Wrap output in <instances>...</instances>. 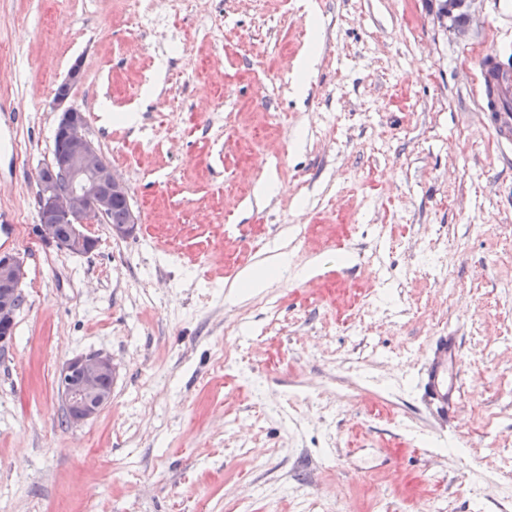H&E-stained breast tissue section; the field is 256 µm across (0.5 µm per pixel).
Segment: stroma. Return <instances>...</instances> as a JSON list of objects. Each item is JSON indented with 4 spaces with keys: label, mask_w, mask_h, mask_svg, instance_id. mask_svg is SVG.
Masks as SVG:
<instances>
[{
    "label": "stroma",
    "mask_w": 512,
    "mask_h": 512,
    "mask_svg": "<svg viewBox=\"0 0 512 512\" xmlns=\"http://www.w3.org/2000/svg\"><path fill=\"white\" fill-rule=\"evenodd\" d=\"M445 2L176 0L171 48L127 27L126 0H0V104L20 116L0 124V210L27 271L0 350V512H502L512 142L479 68L512 62V0L460 21ZM76 63L84 133L141 215L128 240L95 226L83 257L35 234ZM274 245L266 288L237 289ZM443 332L448 423L420 388ZM93 351L112 401L63 424L55 375Z\"/></svg>",
    "instance_id": "35a3bbf8"
}]
</instances>
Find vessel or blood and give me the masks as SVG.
Instances as JSON below:
<instances>
[{
	"instance_id": "vessel-or-blood-1",
	"label": "vessel or blood",
	"mask_w": 512,
	"mask_h": 512,
	"mask_svg": "<svg viewBox=\"0 0 512 512\" xmlns=\"http://www.w3.org/2000/svg\"><path fill=\"white\" fill-rule=\"evenodd\" d=\"M488 93L482 94L481 106L489 112L496 129L502 137L512 136V113L504 111L503 103L512 100V75L494 74L491 63L481 69ZM457 352L455 337L442 335L434 340L431 356L424 370L421 387L427 400L434 404L439 414H447L457 399L459 387L454 380L451 367Z\"/></svg>"
}]
</instances>
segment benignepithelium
Listing matches in <instances>:
<instances>
[{"instance_id":"7a95c632","label":"benign epithelium","mask_w":512,"mask_h":512,"mask_svg":"<svg viewBox=\"0 0 512 512\" xmlns=\"http://www.w3.org/2000/svg\"><path fill=\"white\" fill-rule=\"evenodd\" d=\"M80 64L71 67L67 78L54 91V100L62 104L71 97L81 80ZM86 117L80 108L63 110L54 130V147L67 157L66 170L58 173L46 166L38 174V232L46 242L74 256H86L96 248L90 230L104 223L107 213L122 202L126 220L110 225L112 235L133 236L140 215L130 203L128 183L85 135ZM26 278L25 262L16 253H0V281L12 288L0 291V348L13 340V327L21 307V285ZM115 375L112 358L97 352L78 356L59 370L56 385L64 401L69 424L78 425L96 417L112 400L108 384Z\"/></svg>"}]
</instances>
